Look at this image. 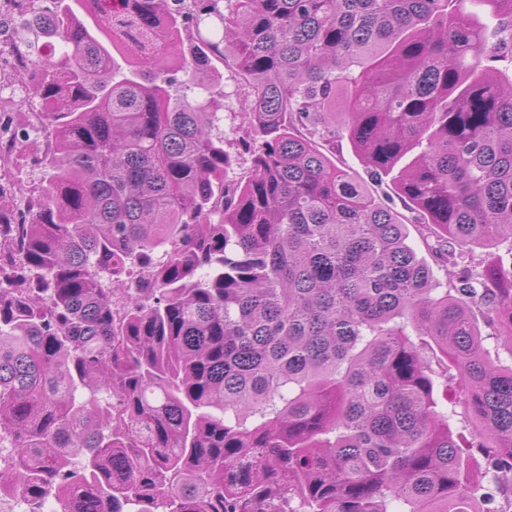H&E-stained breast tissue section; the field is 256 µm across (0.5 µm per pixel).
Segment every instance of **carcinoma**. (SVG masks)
Returning <instances> with one entry per match:
<instances>
[{"mask_svg":"<svg viewBox=\"0 0 512 512\" xmlns=\"http://www.w3.org/2000/svg\"><path fill=\"white\" fill-rule=\"evenodd\" d=\"M512 0H39L60 41L29 94L45 177L0 183V501L12 512H486L512 482ZM132 60L119 71L114 54ZM245 88L252 164L191 98ZM184 75L178 81L176 74ZM342 132L443 238L450 288L406 225L320 150ZM453 384L479 424L463 451ZM436 397L442 411L448 415V428L452 431L458 444L467 447L469 445L468 441L471 440L474 432V424L460 414L463 404L459 394L449 385L448 390L444 389V386H440Z\"/></svg>","mask_w":512,"mask_h":512,"instance_id":"carcinoma-1","label":"carcinoma"}]
</instances>
